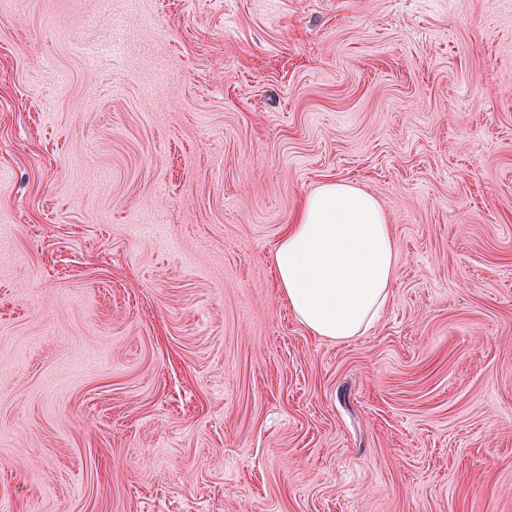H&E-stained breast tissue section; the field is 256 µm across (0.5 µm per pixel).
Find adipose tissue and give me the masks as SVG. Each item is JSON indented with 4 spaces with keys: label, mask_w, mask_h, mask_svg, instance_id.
<instances>
[{
    "label": "adipose tissue",
    "mask_w": 512,
    "mask_h": 512,
    "mask_svg": "<svg viewBox=\"0 0 512 512\" xmlns=\"http://www.w3.org/2000/svg\"><path fill=\"white\" fill-rule=\"evenodd\" d=\"M277 286L313 335H364L393 297L396 243L377 199L330 181L307 195L272 256Z\"/></svg>",
    "instance_id": "1"
}]
</instances>
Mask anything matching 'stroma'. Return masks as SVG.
<instances>
[{
    "instance_id": "obj_1",
    "label": "stroma",
    "mask_w": 512,
    "mask_h": 512,
    "mask_svg": "<svg viewBox=\"0 0 512 512\" xmlns=\"http://www.w3.org/2000/svg\"><path fill=\"white\" fill-rule=\"evenodd\" d=\"M330 179L342 344L272 265ZM0 512H512V0H0ZM277 286L313 335H364L393 297L396 243L377 199L330 181L307 195L272 256Z\"/></svg>"
}]
</instances>
